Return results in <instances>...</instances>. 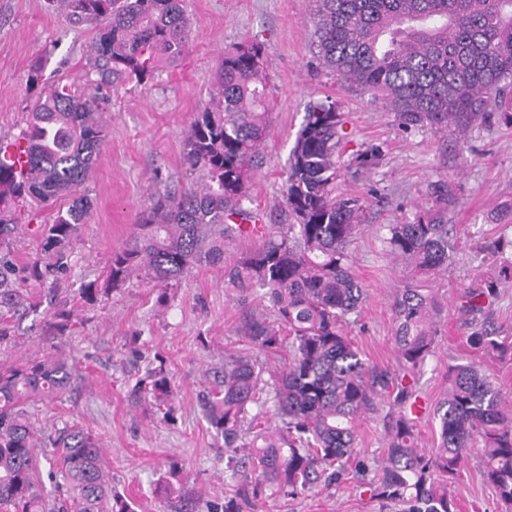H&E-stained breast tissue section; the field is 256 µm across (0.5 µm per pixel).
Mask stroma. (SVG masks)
Returning a JSON list of instances; mask_svg holds the SVG:
<instances>
[{"mask_svg":"<svg viewBox=\"0 0 512 512\" xmlns=\"http://www.w3.org/2000/svg\"><path fill=\"white\" fill-rule=\"evenodd\" d=\"M183 6L191 26L188 52L177 62L159 64L148 82L120 77L106 89V140L86 186L91 207L71 268L55 284L58 300L76 306L73 326L60 342L74 378L60 399L33 408L36 429L52 434L67 427L96 436L112 490L134 512H212L223 501L230 484L224 441L206 421L200 398L225 359L252 354L246 321L275 320L261 293H243L224 281L225 265L258 245V238L236 242L225 249L223 263L197 266L168 289L136 273L99 303L80 307L76 301L80 284L104 279L113 251L132 240L137 215L151 196L186 185L185 134L210 103L225 50L253 41L263 47L274 102L244 206L263 225L286 223L284 181L306 108L335 103L344 120L337 191L363 206L362 228L349 253L365 298L345 329L376 367H397L394 306L410 281L405 260L385 248L387 227L429 208L431 184L448 183L457 194L448 214L456 262L430 283L436 349L411 376L427 406L417 420L415 444L431 453L439 442L434 408L447 392L449 366L475 362L493 374L503 393H512V357L487 359L472 351L466 342L469 317L460 307L466 287L494 271L493 258H475L476 243L500 236L512 241V127L491 122L464 133L400 130L381 103L320 66L308 0H183ZM95 31L94 24L52 10L48 0H0V142L19 140L26 128L37 98L27 86L33 68H40L45 88L69 83L90 89ZM371 144L382 149L378 164L356 171L357 152ZM68 204L62 198L52 207L17 209L19 262L39 253L42 225ZM14 323L15 341L0 347V364L43 353L39 318L19 314ZM156 367L171 386L160 408L133 396L147 369ZM390 410L389 403H378L358 422L357 448L367 462L386 453ZM174 463L181 470L176 482L169 474ZM450 489L457 512H505L483 476L479 454L470 456ZM257 506V512H385L372 499L368 482L351 473L341 484L288 500L272 496Z\"/></svg>","mask_w":512,"mask_h":512,"instance_id":"obj_1","label":"stroma"}]
</instances>
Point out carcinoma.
<instances>
[{
  "instance_id": "obj_1",
  "label": "carcinoma",
  "mask_w": 512,
  "mask_h": 512,
  "mask_svg": "<svg viewBox=\"0 0 512 512\" xmlns=\"http://www.w3.org/2000/svg\"><path fill=\"white\" fill-rule=\"evenodd\" d=\"M314 43L321 64L344 83L369 93L394 115L402 130L465 129L473 122L512 126L505 94L512 88V0H310ZM55 10L96 23L90 58L98 74L93 91L64 84L37 97L23 140L28 172L19 178L0 150V346L15 336L12 321L23 310L39 314L40 303L19 282L44 285L70 270V255L89 213L82 187L105 143L101 89L114 77L144 83L160 61H175L191 42L183 0H49ZM210 105L199 112L185 137L184 163L196 182L177 193H157L138 216L137 233L112 252L104 282L81 285L78 297L94 304L140 271L160 285L186 277L202 264L224 261V245L246 239L247 224L260 218L243 208L252 170L268 128L270 81L258 42L224 52L214 77ZM334 103L309 105L290 151L284 204L288 224L224 270L225 282L243 292L262 290L289 338L264 318L245 327L261 352L288 347L284 368L262 382L257 359L232 356L203 399L210 426L224 437L227 468L241 485L224 495L215 512H246L270 490L295 497L323 483L339 482L359 458L356 424L376 400L393 398L385 432L387 450L371 480L373 497L398 512H457L448 484L473 448L480 449L484 474L501 501L512 506V400L473 364L448 367V393L435 409L439 444L426 456L414 442L412 384L370 365L344 331L364 289L350 269L347 247L361 219L359 199L336 194V149L342 140ZM435 205L411 222L388 225L389 251L406 259L415 278L447 272L454 243L448 209L454 192L434 188ZM70 201L41 230L40 256L15 260L18 224L11 204L49 206ZM496 258V268L464 291L463 309L479 314L512 281V254L501 240L476 244ZM432 296L408 285L395 303L394 344L401 371L422 367L435 350L430 327ZM74 314L60 304L45 321L47 340L64 336ZM469 347L500 358L512 342L484 324H474ZM73 367L56 345L42 356L0 367V512H132L112 494L104 450L91 434L63 432L43 442L29 408L67 389ZM170 382L162 369L148 370L134 391L162 405ZM277 420L275 429L246 422ZM64 449L62 466L51 475L58 497L47 503L37 449Z\"/></svg>"
}]
</instances>
